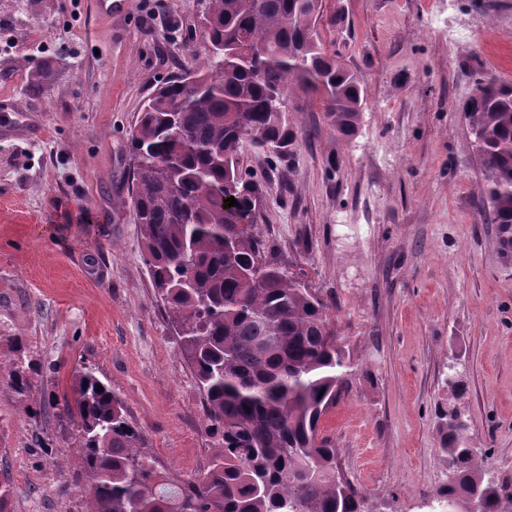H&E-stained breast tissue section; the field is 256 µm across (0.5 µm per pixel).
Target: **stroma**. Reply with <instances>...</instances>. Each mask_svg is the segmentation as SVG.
<instances>
[{
    "label": "stroma",
    "mask_w": 512,
    "mask_h": 512,
    "mask_svg": "<svg viewBox=\"0 0 512 512\" xmlns=\"http://www.w3.org/2000/svg\"><path fill=\"white\" fill-rule=\"evenodd\" d=\"M468 30L449 45L448 32ZM314 38L362 79L355 132L319 98L288 100L296 154L270 167L259 230L340 306L353 359L322 428L364 512H422L448 480L442 415L469 422L486 480L512 482V249L480 218L486 184L466 104L512 82V0H320ZM196 0H0V485L8 512H84L75 428L41 414L95 367L181 486L204 473L203 396L142 259L126 138L172 75L202 67ZM50 69L41 93L34 73ZM41 365L10 387L15 338ZM60 363L59 373L49 366Z\"/></svg>",
    "instance_id": "obj_1"
}]
</instances>
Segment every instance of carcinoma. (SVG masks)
Instances as JSON below:
<instances>
[{"label": "carcinoma", "instance_id": "1", "mask_svg": "<svg viewBox=\"0 0 512 512\" xmlns=\"http://www.w3.org/2000/svg\"><path fill=\"white\" fill-rule=\"evenodd\" d=\"M318 0H205L204 65L148 99L128 138L132 209L143 260L203 394L214 452L207 473L174 490L141 430L91 368L49 405L77 424L73 448L89 482L85 512H363L360 488L336 477L339 449L322 429L350 368L319 291L257 231L259 177L240 167L244 142L271 166L293 154L287 97H320L349 135L363 81L312 36ZM261 37L267 53L252 48ZM466 116L487 183L488 224L512 247V85L482 76ZM234 197L236 205L224 207ZM15 339L12 389L36 373ZM103 386V391L96 387ZM448 481L424 512H512V485L485 480L487 454L467 445L469 424L448 413Z\"/></svg>", "mask_w": 512, "mask_h": 512}]
</instances>
